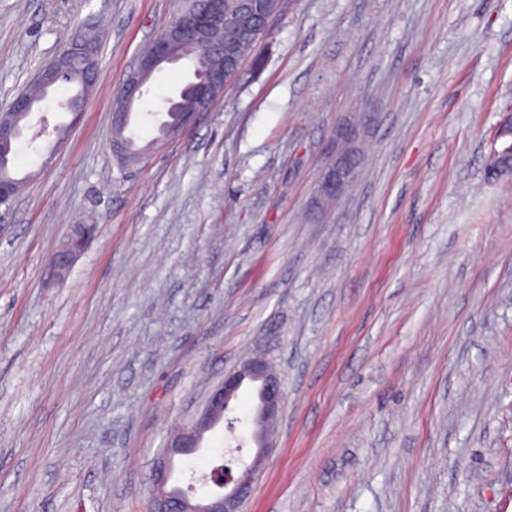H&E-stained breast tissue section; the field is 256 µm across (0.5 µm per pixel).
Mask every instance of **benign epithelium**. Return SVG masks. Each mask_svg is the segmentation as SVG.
Returning a JSON list of instances; mask_svg holds the SVG:
<instances>
[{"label":"benign epithelium","instance_id":"obj_1","mask_svg":"<svg viewBox=\"0 0 512 512\" xmlns=\"http://www.w3.org/2000/svg\"><path fill=\"white\" fill-rule=\"evenodd\" d=\"M283 0H263L256 5L245 4L236 15L226 17L222 14L217 0H207L202 10L182 15L176 22L171 39L152 46L151 51L142 56L121 87L123 107L112 112V125L125 129L129 124L128 114L131 106L144 95V88L153 73L164 63H178L184 60V46L195 43L202 47L204 55L213 52L224 53V70L213 71L206 66L193 68L191 89L194 106L181 104V97L173 101L181 105L179 128L190 124L197 113L203 111L212 101L211 89L224 77L238 73L242 66L238 47L244 42L255 43L266 33L270 19L280 10ZM97 46L85 34L71 42V46L53 59L38 78L42 87L49 91L67 77L68 60L80 58L84 63L86 83L82 94L75 96L63 107L74 113L73 120H78L84 110L85 99L94 86L97 71L95 57ZM5 113H0V153H12L13 144L21 137L19 129L4 120ZM357 131L352 126L336 129V138L330 151V162L322 175L313 205L318 211L338 199L353 181L357 165L354 156L357 152L355 142ZM512 152L506 147L493 152L497 162L487 167L489 177L512 174V164L503 161V157ZM94 226L79 224L60 248L56 251L53 263L57 271L63 272L73 263L91 238ZM252 386L257 391L253 422L252 441L255 451L248 459L241 461L238 473L224 470V465H217L209 473L197 479L190 477L186 487L173 484L175 462L178 458H189L202 448L205 434L220 423H225V430L233 434L237 419L229 417L231 404L240 392ZM285 403L284 388L281 378L274 373L262 359H251L240 367L224 373V379L214 385L208 392L199 417L191 424L181 427L166 442L154 465V478L149 494L146 512H241L248 500L254 482L261 473L264 462L273 451L269 442L270 423L282 411ZM209 487L203 497L196 496V482Z\"/></svg>","mask_w":512,"mask_h":512}]
</instances>
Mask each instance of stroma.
<instances>
[{"mask_svg":"<svg viewBox=\"0 0 512 512\" xmlns=\"http://www.w3.org/2000/svg\"><path fill=\"white\" fill-rule=\"evenodd\" d=\"M177 0H0V113L72 38L100 39L51 164L27 141L0 206V512H143L154 462L248 357L280 374L275 447L245 512H512V0H284L210 108L138 166L116 93ZM188 78L163 64L142 140ZM374 120L322 214L340 124ZM93 239L51 264L72 225ZM180 460L219 464L224 426Z\"/></svg>","mask_w":512,"mask_h":512,"instance_id":"obj_1","label":"stroma"}]
</instances>
